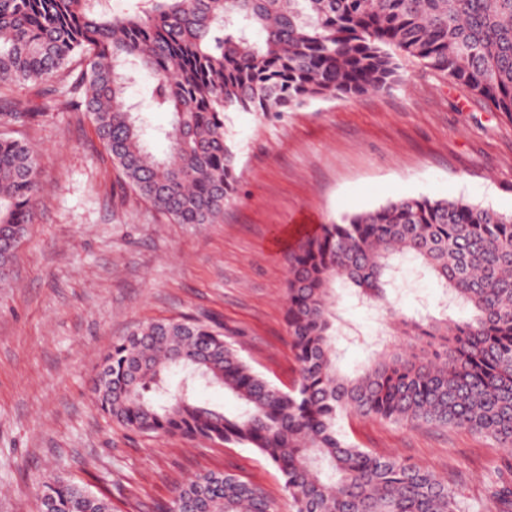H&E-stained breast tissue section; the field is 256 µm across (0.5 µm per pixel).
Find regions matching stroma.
Segmentation results:
<instances>
[{"label": "stroma", "instance_id": "obj_1", "mask_svg": "<svg viewBox=\"0 0 512 512\" xmlns=\"http://www.w3.org/2000/svg\"><path fill=\"white\" fill-rule=\"evenodd\" d=\"M387 90L316 99L268 118L226 112L237 192L214 224H177L124 185L82 112L47 110L17 127L39 158L35 219L0 282V512H35L59 477L153 506L203 469L260 485L289 512L277 469L255 449L202 448L132 432L93 404L103 355L135 326L209 317L272 383L298 378L284 321L285 254L304 231L404 197L463 199L512 212V115L420 61ZM405 315L465 320L414 264L394 292ZM344 372L398 347L382 307L343 298ZM349 440L396 454L481 500L507 453L434 425L346 416Z\"/></svg>", "mask_w": 512, "mask_h": 512}]
</instances>
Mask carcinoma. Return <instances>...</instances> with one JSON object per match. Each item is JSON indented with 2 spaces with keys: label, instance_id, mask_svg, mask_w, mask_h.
I'll use <instances>...</instances> for the list:
<instances>
[{
  "label": "carcinoma",
  "instance_id": "cac0c4a2",
  "mask_svg": "<svg viewBox=\"0 0 512 512\" xmlns=\"http://www.w3.org/2000/svg\"><path fill=\"white\" fill-rule=\"evenodd\" d=\"M401 55L512 114V0H138L123 12L107 0H0V127L35 116L10 86L55 77L44 94L89 115L132 190L177 224H213L236 192L225 112L381 91L398 80ZM140 74L170 128L151 130L133 112L127 92ZM153 137L166 142L160 155ZM38 186L37 156L0 135L1 280L34 220ZM406 260L471 306V320L397 318L406 345L342 375L336 286L384 301ZM286 264L292 388L257 372L221 323L185 317L112 345L96 407L141 434L256 449L279 471L292 512H512V485L472 503L445 478L358 448L341 427L348 414L450 426L512 452V212L402 198L319 225ZM209 388L234 397L236 410L202 401ZM38 498L44 512H113L107 492L67 480L41 483ZM156 512L278 510L259 486L209 470Z\"/></svg>",
  "mask_w": 512,
  "mask_h": 512
}]
</instances>
